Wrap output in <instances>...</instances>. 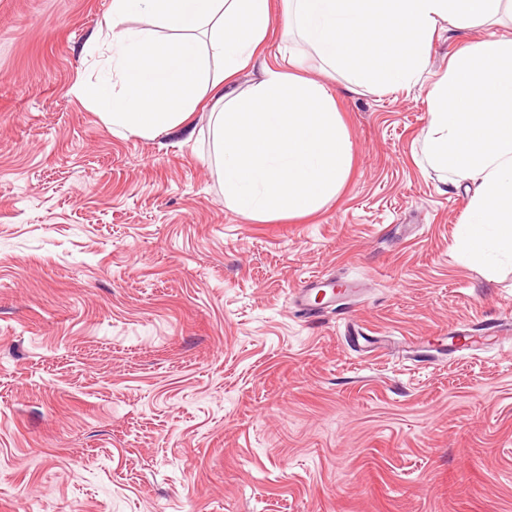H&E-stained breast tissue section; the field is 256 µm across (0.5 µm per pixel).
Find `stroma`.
Returning a JSON list of instances; mask_svg holds the SVG:
<instances>
[{
  "label": "stroma",
  "mask_w": 512,
  "mask_h": 512,
  "mask_svg": "<svg viewBox=\"0 0 512 512\" xmlns=\"http://www.w3.org/2000/svg\"><path fill=\"white\" fill-rule=\"evenodd\" d=\"M112 0H0V512H512V265L423 159L428 93L496 24L439 21L416 84L350 89L317 213L224 205L207 105L156 139L73 94ZM351 282L317 320L292 293ZM465 350L434 349L453 330Z\"/></svg>",
  "instance_id": "1"
}]
</instances>
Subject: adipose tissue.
<instances>
[{
    "label": "adipose tissue",
    "mask_w": 512,
    "mask_h": 512,
    "mask_svg": "<svg viewBox=\"0 0 512 512\" xmlns=\"http://www.w3.org/2000/svg\"><path fill=\"white\" fill-rule=\"evenodd\" d=\"M503 0H112L103 39L112 69L78 87L112 126L156 138L184 124L210 96L211 159L224 204L266 224L313 214L344 185L354 144L327 86L304 76L308 56L377 93L415 84L442 20H491ZM296 31L288 66L259 67L272 18ZM141 18L149 29L126 27ZM167 31L159 40L155 31ZM262 75L246 89L240 76ZM121 93H114V84Z\"/></svg>",
    "instance_id": "adipose-tissue-1"
}]
</instances>
